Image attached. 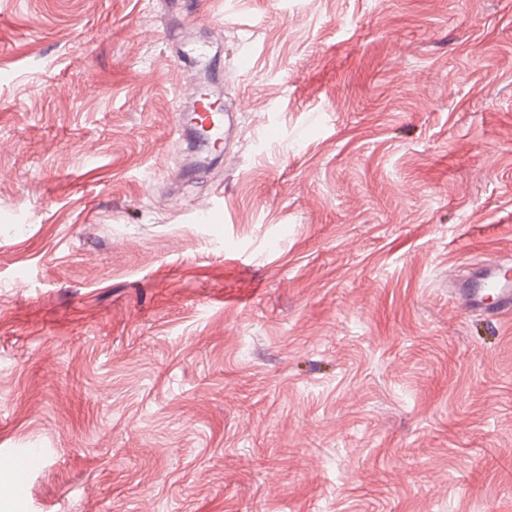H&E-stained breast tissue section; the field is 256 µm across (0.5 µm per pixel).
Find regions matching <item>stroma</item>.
<instances>
[{
  "mask_svg": "<svg viewBox=\"0 0 512 512\" xmlns=\"http://www.w3.org/2000/svg\"><path fill=\"white\" fill-rule=\"evenodd\" d=\"M495 256L512 0H0V512H512ZM478 271L462 282L457 292L462 302L472 311L489 312L496 307L494 315L510 313L512 308V267L497 258L486 259ZM495 300L487 303L490 293ZM1 458H6V463L13 471L17 485H24L30 471L41 464L45 458L46 450L41 448L38 452L1 450Z\"/></svg>",
  "mask_w": 512,
  "mask_h": 512,
  "instance_id": "1",
  "label": "stroma"
}]
</instances>
